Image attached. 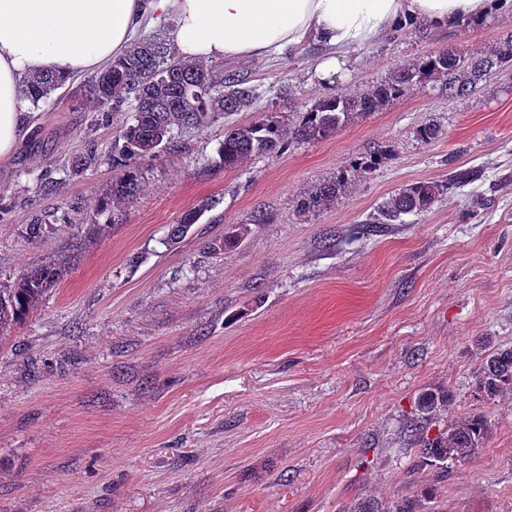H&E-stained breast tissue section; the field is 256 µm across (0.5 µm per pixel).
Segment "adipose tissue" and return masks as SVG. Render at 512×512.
I'll return each mask as SVG.
<instances>
[{
  "instance_id": "obj_1",
  "label": "adipose tissue",
  "mask_w": 512,
  "mask_h": 512,
  "mask_svg": "<svg viewBox=\"0 0 512 512\" xmlns=\"http://www.w3.org/2000/svg\"><path fill=\"white\" fill-rule=\"evenodd\" d=\"M493 0H0V160L22 135L25 77L69 78L123 54L145 22L168 23L180 58L219 62L280 56L313 41L327 50L325 80L351 49L382 38L400 19L482 22Z\"/></svg>"
}]
</instances>
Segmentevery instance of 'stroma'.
<instances>
[{"label": "stroma", "mask_w": 512, "mask_h": 512, "mask_svg": "<svg viewBox=\"0 0 512 512\" xmlns=\"http://www.w3.org/2000/svg\"><path fill=\"white\" fill-rule=\"evenodd\" d=\"M510 35L512 5L478 26L394 27L324 82L314 43L222 66L291 119L432 53L493 54ZM86 82L40 103L0 162V284L32 263L64 265L0 339V512H358L405 499L425 512H512V389L475 395L487 355L512 347V62L466 99L431 82L328 138L232 169L217 154L224 127L252 113L190 131L144 161L141 191L114 225L96 204L131 114L95 122ZM432 123L438 138L421 142ZM380 146L376 171L327 209L296 212L301 195ZM89 147L93 163L72 171ZM455 166L480 176L352 239L398 189ZM204 200L212 208L168 243ZM43 213L52 222L35 243L25 226ZM235 228L237 246L205 250ZM428 389L448 398L436 427L474 412L490 427L444 478L406 434ZM211 204L208 201H202L197 207L188 210L183 214L178 224H173L168 234L169 240L175 242L185 237L193 224H196L200 217L208 210Z\"/></svg>", "instance_id": "stroma-1"}]
</instances>
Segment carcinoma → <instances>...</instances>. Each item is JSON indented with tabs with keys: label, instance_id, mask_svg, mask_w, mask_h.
I'll use <instances>...</instances> for the list:
<instances>
[{
	"label": "carcinoma",
	"instance_id": "obj_1",
	"mask_svg": "<svg viewBox=\"0 0 512 512\" xmlns=\"http://www.w3.org/2000/svg\"><path fill=\"white\" fill-rule=\"evenodd\" d=\"M506 59L512 60V38L492 56L466 59L452 50L439 51L411 66L396 68L370 93L321 96L298 113L294 123L286 124L278 113L259 110L257 89L236 73L184 60L160 35L144 36L86 85L87 100L99 121L108 122L111 113L124 107L132 112L131 123L121 129V144L112 154V168L118 174L112 179L110 192L98 200V214L108 222L118 221V205L133 200L141 190L142 160L157 156L176 136L202 128L222 116L255 113V119L247 125L224 128V140L217 148L219 162L234 168L252 157L329 137L353 117L376 112L413 87L430 81L441 82L449 95L463 100ZM62 85L63 81L54 74H34L24 84V97L36 108ZM382 158L383 150L377 148L351 169L337 172L334 178L299 199L297 212L306 214L326 208L342 195L352 177L372 173ZM472 176L471 170L456 168L446 181L404 186L378 207L372 223L396 224L405 215L426 212L438 197L469 183ZM209 207L210 203L204 201L185 212L172 225L169 240L175 242L185 237ZM62 276L61 267L44 261L25 267L11 285L0 286V336L23 323ZM477 389L489 399L504 389H512V348L497 349L486 357ZM444 403L443 395L433 391L422 393L417 401L418 417L408 425L421 457L440 470L442 477L448 474V466L469 460L484 447L489 432L485 417L474 415L456 419L436 436H429L428 425Z\"/></svg>",
	"mask_w": 512,
	"mask_h": 512
}]
</instances>
